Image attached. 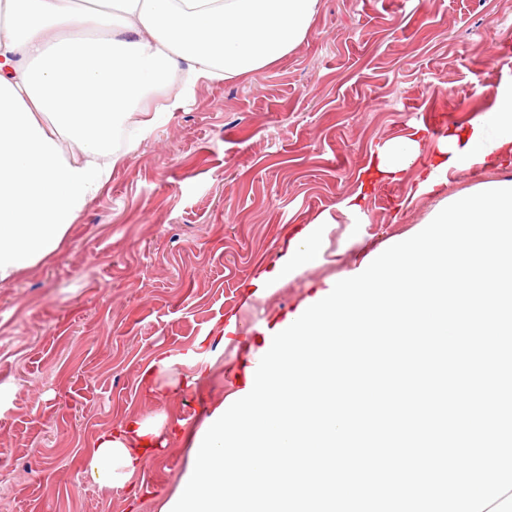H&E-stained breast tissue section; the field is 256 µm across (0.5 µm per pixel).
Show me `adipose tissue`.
Returning <instances> with one entry per match:
<instances>
[{
	"label": "adipose tissue",
	"instance_id": "obj_1",
	"mask_svg": "<svg viewBox=\"0 0 512 512\" xmlns=\"http://www.w3.org/2000/svg\"><path fill=\"white\" fill-rule=\"evenodd\" d=\"M321 0H0V284L52 255L76 214L163 118L139 122L124 147L114 132L153 90L175 86L182 107L203 79L231 80L282 60L308 35ZM492 106L451 125L424 190L472 169L512 165V85L484 87ZM76 145L63 151L62 141ZM421 135L387 141L374 172L393 177L421 153ZM318 217L292 239L285 281L318 264ZM167 417H131L100 434L84 475L110 489L130 482L163 446Z\"/></svg>",
	"mask_w": 512,
	"mask_h": 512
}]
</instances>
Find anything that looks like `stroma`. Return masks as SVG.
<instances>
[{"mask_svg":"<svg viewBox=\"0 0 512 512\" xmlns=\"http://www.w3.org/2000/svg\"><path fill=\"white\" fill-rule=\"evenodd\" d=\"M511 43L512 0H322L277 64L199 81L117 162L64 246L0 285V512H159L189 464L185 436L134 487L102 490L82 473L98 434L162 412L195 427L237 390L257 337L314 292L412 236L445 195L512 179V166L474 169L423 191L430 133L411 170L370 190L365 223L336 209L388 140L441 108L451 124L489 108L474 87L512 79ZM323 214L320 264L267 285ZM168 356L150 396L142 375Z\"/></svg>","mask_w":512,"mask_h":512,"instance_id":"stroma-1","label":"stroma"}]
</instances>
